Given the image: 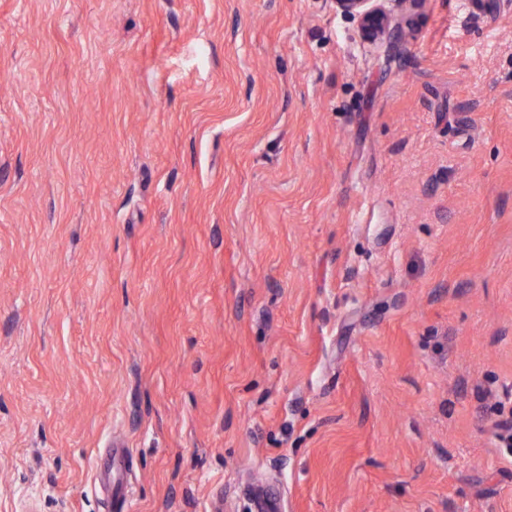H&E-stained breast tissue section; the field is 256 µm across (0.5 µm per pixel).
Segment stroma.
I'll use <instances>...</instances> for the list:
<instances>
[{"instance_id":"35a3bbf8","label":"stroma","mask_w":512,"mask_h":512,"mask_svg":"<svg viewBox=\"0 0 512 512\" xmlns=\"http://www.w3.org/2000/svg\"><path fill=\"white\" fill-rule=\"evenodd\" d=\"M512 0H0V512H512ZM424 0H330L336 13L358 22L362 40L369 45L400 40L405 31L403 22L386 4L409 3L418 7ZM130 456L127 452L116 451L113 457L112 472L114 476V489L112 490L111 511L120 512L124 506L127 496V485L125 482V474L129 469Z\"/></svg>"}]
</instances>
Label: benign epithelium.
I'll use <instances>...</instances> for the list:
<instances>
[{"instance_id": "1", "label": "benign epithelium", "mask_w": 512, "mask_h": 512, "mask_svg": "<svg viewBox=\"0 0 512 512\" xmlns=\"http://www.w3.org/2000/svg\"><path fill=\"white\" fill-rule=\"evenodd\" d=\"M336 13L358 22L362 40L369 45L396 42L404 35L403 22L388 4H409L416 8L423 0H330Z\"/></svg>"}]
</instances>
